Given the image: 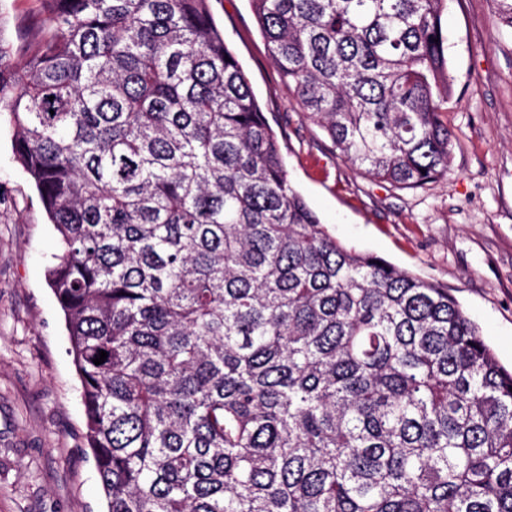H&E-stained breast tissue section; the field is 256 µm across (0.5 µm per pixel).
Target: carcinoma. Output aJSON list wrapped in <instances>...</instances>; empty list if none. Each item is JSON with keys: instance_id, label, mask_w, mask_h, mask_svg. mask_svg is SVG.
Listing matches in <instances>:
<instances>
[{"instance_id": "1", "label": "carcinoma", "mask_w": 512, "mask_h": 512, "mask_svg": "<svg viewBox=\"0 0 512 512\" xmlns=\"http://www.w3.org/2000/svg\"><path fill=\"white\" fill-rule=\"evenodd\" d=\"M43 2L0 118L63 247L106 512H512V371L447 288L328 232L209 0ZM250 2L337 158L448 172V0Z\"/></svg>"}]
</instances>
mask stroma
<instances>
[{
  "instance_id": "obj_1",
  "label": "stroma",
  "mask_w": 512,
  "mask_h": 512,
  "mask_svg": "<svg viewBox=\"0 0 512 512\" xmlns=\"http://www.w3.org/2000/svg\"><path fill=\"white\" fill-rule=\"evenodd\" d=\"M214 20L271 124L288 175L339 240L448 287L512 366V28L496 0H449L453 89L447 173L399 190L337 159L281 84L250 0H212ZM42 0H0V42L24 62L46 34ZM62 248L0 127V512H104L83 443L81 384L46 271Z\"/></svg>"
}]
</instances>
